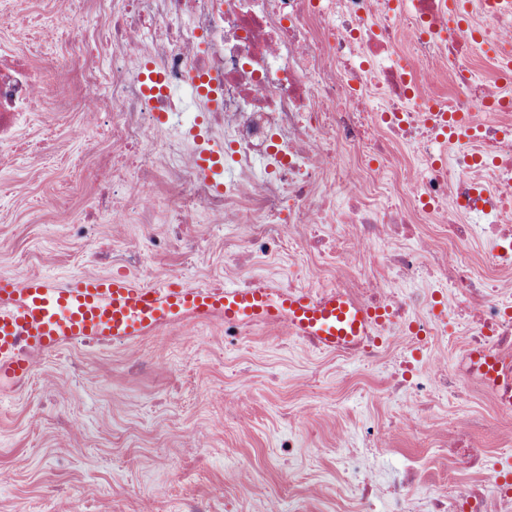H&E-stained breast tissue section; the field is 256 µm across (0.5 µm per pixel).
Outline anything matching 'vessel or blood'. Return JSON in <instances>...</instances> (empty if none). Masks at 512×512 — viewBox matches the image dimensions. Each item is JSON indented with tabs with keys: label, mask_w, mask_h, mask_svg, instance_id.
I'll list each match as a JSON object with an SVG mask.
<instances>
[{
	"label": "vessel or blood",
	"mask_w": 512,
	"mask_h": 512,
	"mask_svg": "<svg viewBox=\"0 0 512 512\" xmlns=\"http://www.w3.org/2000/svg\"><path fill=\"white\" fill-rule=\"evenodd\" d=\"M216 315L228 323L285 321L325 351L367 336L375 317L340 295L280 292L261 282L223 289L151 286L125 275L83 276L63 284L43 276L0 277V384H22L33 351L124 342L164 322Z\"/></svg>",
	"instance_id": "vessel-or-blood-1"
}]
</instances>
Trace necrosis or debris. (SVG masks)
<instances>
[{"instance_id":"obj_1","label":"necrosis or debris","mask_w":512,"mask_h":512,"mask_svg":"<svg viewBox=\"0 0 512 512\" xmlns=\"http://www.w3.org/2000/svg\"><path fill=\"white\" fill-rule=\"evenodd\" d=\"M112 7V33L103 50L108 72L89 70L86 104L96 111L99 85L112 89L114 138L137 150L135 172L113 159V182L137 197L155 176L174 192L177 219L169 238L181 240V219L199 213L209 223L235 226L224 241L230 258L278 254L304 245L334 273L318 292L349 297L387 314L360 343L339 356L387 367L396 389L417 402L437 391L500 402L494 377L512 374V108L484 119L496 92L477 78L467 46L512 42V10L478 0L485 26L462 19L449 25L445 0H99ZM406 42L415 70L390 63ZM148 49L163 76L149 87L136 59ZM205 81L199 107L232 153L223 190L197 163V144L184 132L186 115L175 89ZM448 95H441L442 85ZM49 94L43 71L0 46V146L11 143L37 99ZM408 148L400 158L396 145ZM487 193L494 209L485 224L465 218ZM293 210L281 223L282 203ZM443 240L410 247L424 224ZM351 227L363 245L389 242L381 260L392 281H366L348 251L327 246L326 225ZM490 238L496 250L486 274L474 271L471 239ZM455 292L466 316L467 342L453 368H417L406 356L388 357L390 342L428 346L447 336L436 313L442 289ZM494 365H487L485 351ZM490 422L471 416L448 436V455L474 466L484 462L478 438ZM424 512H512V491L484 492L482 484L450 495L430 494Z\"/></svg>"}]
</instances>
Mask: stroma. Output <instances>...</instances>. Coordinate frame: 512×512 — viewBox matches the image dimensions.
Returning <instances> with one entry per match:
<instances>
[{"label":"stroma","instance_id":"35a3bbf8","mask_svg":"<svg viewBox=\"0 0 512 512\" xmlns=\"http://www.w3.org/2000/svg\"><path fill=\"white\" fill-rule=\"evenodd\" d=\"M90 31L112 20L94 0H0V44L45 68L52 92L30 113L12 150L0 152V275L63 282L106 276L136 257L126 275L139 283L190 288L238 284L240 277L311 281L305 250L240 269L224 255L225 228L189 217L200 244L185 259L178 245L157 250L172 196L153 186L156 220L100 223L86 237L70 226L98 207L101 161L115 149L112 116L93 118L83 100L87 68L108 70L94 41L75 43L71 22ZM111 246L115 264L96 259ZM27 383L0 389V512H362L339 458L361 448L366 429L402 419V395L376 398L383 371L339 359L298 336L255 329L225 338L224 319L186 318L135 341L67 344L37 353ZM482 415L495 424L482 442L491 470L449 463L448 427ZM292 441L294 451L283 444ZM376 486L373 512H389L387 486L409 462L426 470V497L472 479L491 482L512 464V419L489 398L436 399L421 428H394L382 448L363 451Z\"/></svg>","mask_w":512,"mask_h":512}]
</instances>
